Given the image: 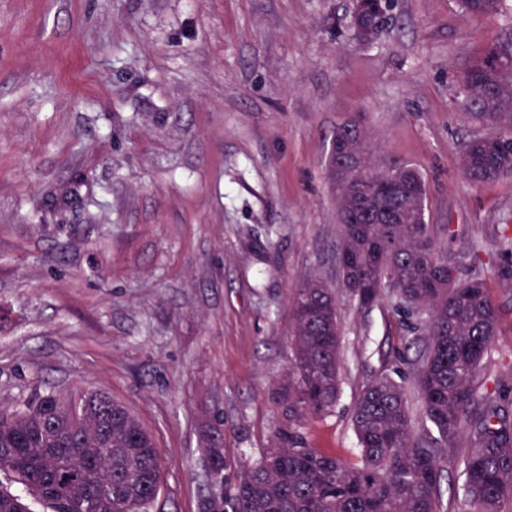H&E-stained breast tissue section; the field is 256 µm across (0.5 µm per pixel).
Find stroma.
I'll return each mask as SVG.
<instances>
[{
	"label": "stroma",
	"mask_w": 512,
	"mask_h": 512,
	"mask_svg": "<svg viewBox=\"0 0 512 512\" xmlns=\"http://www.w3.org/2000/svg\"><path fill=\"white\" fill-rule=\"evenodd\" d=\"M351 0H0V410L52 389L103 391L153 433L152 512H200L203 434L256 462L282 423L291 292L337 287L341 396L308 442L355 455L361 387L408 375L410 332L385 292L341 286L332 139L365 116L412 163L426 221L484 279L501 317L475 382L512 389V291L495 269L512 176L475 186L463 142L492 134L457 87L497 14L397 0L371 44Z\"/></svg>",
	"instance_id": "35a3bbf8"
}]
</instances>
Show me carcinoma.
<instances>
[{"label": "carcinoma", "instance_id": "carcinoma-1", "mask_svg": "<svg viewBox=\"0 0 512 512\" xmlns=\"http://www.w3.org/2000/svg\"><path fill=\"white\" fill-rule=\"evenodd\" d=\"M466 14H501L512 23L507 0H461ZM508 48L494 43L467 65L459 90L466 111L495 126L512 127V94L488 90L487 64ZM367 168L357 176L331 162L339 220L354 210V183L376 180L371 167L385 161L368 134L357 143ZM461 172L473 185L512 175V141L474 136L461 150ZM402 186L378 196L359 224H341L337 252L342 285L363 309L385 288L414 333L405 344L419 349L412 381L430 430H416L404 382L391 376L363 385L352 416L357 460L309 446L308 420L329 414L341 392L340 323L336 289L321 278L294 288L291 359L277 391L283 423L278 445L261 449L249 466L224 444L207 437L210 482L224 490V512H441V482L456 468L473 512H500L512 497V423L501 400L474 385L497 336L500 310L484 282L448 252L426 222V189L410 164L391 158ZM498 267L512 287V236ZM98 391L84 393L85 432L73 430L75 402L49 390L0 412V472L16 477L52 512H149L160 490L155 439L124 403L100 419ZM467 434L459 459L445 448ZM0 512H30L22 499L0 490Z\"/></svg>", "mask_w": 512, "mask_h": 512}]
</instances>
